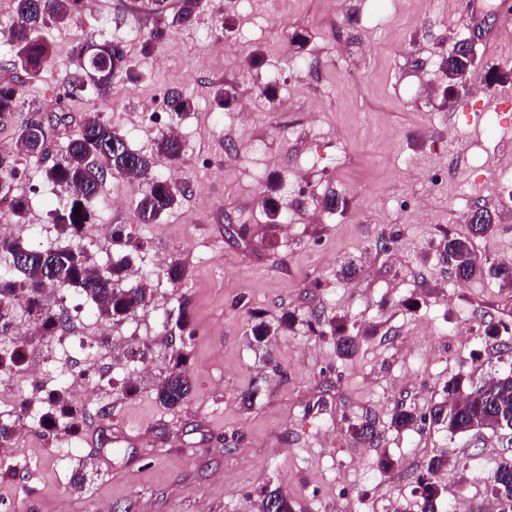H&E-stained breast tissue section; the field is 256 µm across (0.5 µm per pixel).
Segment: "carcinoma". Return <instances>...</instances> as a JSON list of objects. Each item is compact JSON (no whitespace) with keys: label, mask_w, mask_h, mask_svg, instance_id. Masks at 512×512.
Returning a JSON list of instances; mask_svg holds the SVG:
<instances>
[{"label":"carcinoma","mask_w":512,"mask_h":512,"mask_svg":"<svg viewBox=\"0 0 512 512\" xmlns=\"http://www.w3.org/2000/svg\"><path fill=\"white\" fill-rule=\"evenodd\" d=\"M13 15L9 28L11 71L22 72L30 78L37 77L48 65L52 56L51 44L44 32L52 26L72 20L78 0H12ZM201 0H178L175 10L167 8L166 0H147L150 10L167 18L164 26L150 32L144 50L150 51L166 31L193 23L199 13ZM71 54L77 64L63 79V95L80 98L92 91L99 97L107 96L115 79L131 77L132 68L123 48L112 41L82 39L74 44ZM440 69L448 78V86L460 83L472 75L473 59L468 53L452 47L442 57ZM22 97V84L15 76L0 78V123L10 122L17 112ZM166 107L171 115L179 118L193 108L190 96L172 90L166 94ZM53 128V118L39 111L29 113L20 126L13 152L0 153V195L11 193V183L6 176L15 172L20 156L45 158V144ZM184 151L182 141L173 134H163L154 141V148L143 153L131 148L126 139L106 122L100 113L88 112L79 132L67 144L64 153L47 166V182L63 191L66 203L51 211L52 223L62 232L73 237L82 234L92 223L89 203L105 188L107 174L130 176L140 180L144 189L136 201L135 213L141 224H153L172 211L181 202L183 191L168 179L158 175L161 162L174 163ZM80 214H74L75 208ZM488 211L482 212L477 223H469L470 235L450 236L444 244L448 260L452 262L457 280L469 282L478 277H490L512 288V266L486 265L476 254L472 239L483 237L493 230ZM0 251L5 253L19 277L0 279V319L20 308L37 320L46 333H52L66 322L64 312H52L40 302L41 293L49 286L73 288L90 299L101 319L118 324L132 313L148 306L149 288L141 281L127 278L126 266L116 263L102 269L84 251L70 248H42L24 245L16 239H1ZM172 284H178L187 275L186 266L173 260L164 270ZM169 336L192 335L188 302H179ZM293 324L292 315L286 313L277 324L260 321L250 333L253 340L262 344L282 328ZM330 331L336 336V350L345 357L355 353L356 343L347 332L344 321L330 322ZM26 360L24 347L15 346L7 353L5 371L23 366ZM191 391L188 358L183 348L172 349L167 374L157 383L156 399L169 409L180 406ZM444 398L433 404L428 413L418 416L402 407H395L390 416V426L396 431L408 429L417 422L442 425L450 435L458 433L479 434L484 430L500 431L512 443V370L495 377L490 382L474 379L464 370L448 379L442 388ZM49 409L75 428L78 411L68 393L55 390L48 396ZM352 437L369 444L380 440L375 422L365 420L349 427ZM450 459L441 453L433 456L426 472L416 478L419 492L414 506L399 512H438L443 487L440 476L448 469ZM260 512H294L286 495L278 490L263 494Z\"/></svg>","instance_id":"obj_1"}]
</instances>
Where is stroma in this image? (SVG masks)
Segmentation results:
<instances>
[{
	"label": "stroma",
	"instance_id": "obj_1",
	"mask_svg": "<svg viewBox=\"0 0 512 512\" xmlns=\"http://www.w3.org/2000/svg\"><path fill=\"white\" fill-rule=\"evenodd\" d=\"M480 18L481 67L512 68L502 0H203L193 24L148 54L157 18L142 0H81L75 22L50 30L51 63L25 81L22 112L0 125V153L13 151L26 110L59 101L68 119L52 130L46 159L88 112L142 152L173 126L185 150L172 167L187 193L153 224L134 217L138 182L109 177L91 201L95 227L124 224L146 242L127 256L128 274L151 299L115 327L74 289L44 293L47 308L68 315L74 357L91 365L103 350L109 360L74 433L40 423L48 393L65 385L60 369L6 375L14 399L0 406V423L24 417L29 426L0 454V512H259L263 492L276 488L295 512H393L414 502V474L442 450L451 460L443 512L461 498L469 512H498L488 486L503 436L389 426L394 405L426 412L458 370L486 380L512 369V288L489 277L459 283L443 254L445 237L468 232L461 214L481 206L494 233L474 239L477 254L512 265V195L492 178L512 157V82L490 87L478 75L452 107L441 104L440 57ZM298 34L308 38L300 50L291 43ZM102 37L124 47L136 80L116 79L105 99H63L72 46ZM271 73L277 86L267 98ZM220 86L252 100L253 112L220 108ZM173 87L191 96L192 111L146 124L143 107ZM46 159L17 162L12 187L30 201L27 221L0 238L84 250L101 266L123 256L89 233L52 230L50 212L64 196L43 179ZM441 168L446 179L431 181ZM295 181L306 196L294 193ZM332 191L347 198L345 210L323 211L319 200ZM271 195L283 224L267 221ZM161 256L185 263L182 285L167 280ZM350 258L360 271L346 281L338 271ZM182 299L194 329L191 393L167 409L154 385L171 354L163 321ZM287 311L293 328L261 348L249 342L254 315L272 321ZM316 317L354 327L355 355L340 357L334 336L308 332ZM487 323L500 326L496 339L484 336ZM143 340L152 344L147 374L127 355ZM128 376L140 383L136 395L124 392ZM367 415L380 433L375 447L349 432ZM384 454L391 468L380 464Z\"/></svg>",
	"mask_w": 512,
	"mask_h": 512
}]
</instances>
